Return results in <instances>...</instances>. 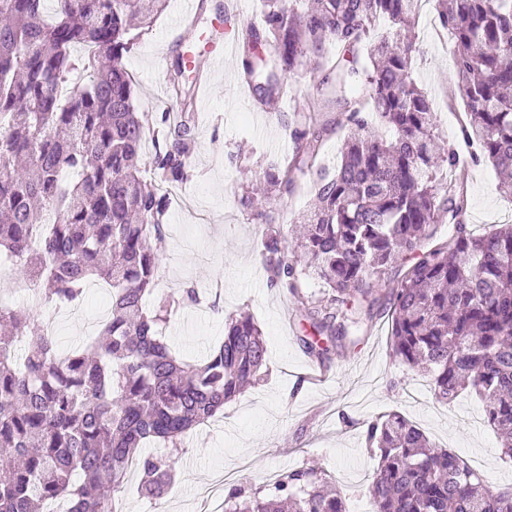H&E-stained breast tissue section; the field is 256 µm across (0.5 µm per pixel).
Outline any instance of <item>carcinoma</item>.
I'll return each instance as SVG.
<instances>
[{"instance_id":"carcinoma-1","label":"carcinoma","mask_w":512,"mask_h":512,"mask_svg":"<svg viewBox=\"0 0 512 512\" xmlns=\"http://www.w3.org/2000/svg\"><path fill=\"white\" fill-rule=\"evenodd\" d=\"M0 0V257L14 260L39 307L79 300L85 286L112 288L109 318L82 349L57 351L52 332L0 306V512H112L132 461L143 494L162 504L174 479L170 456H144L162 440L178 451L195 428L259 380L267 364L261 329L248 315L224 322V341L201 362L176 357L159 335L190 287L151 310L168 192L189 177L192 128L168 123L147 134L122 64L166 0ZM454 40L453 65L475 161L500 176L512 198V0H438ZM416 0H311L287 11L264 0L267 35L242 33L243 81L261 107L284 76L307 64L323 74L308 123L290 129L288 164L268 174L271 191L297 176L315 185L290 250L265 209L263 261L274 284L288 283L313 328L304 344L325 361L321 338L343 342L362 322L357 297L372 294L395 260L414 259L389 292L392 357L429 377L435 399H481L502 453L512 459V225L476 235L457 184L441 188L456 148L439 132L436 101L411 72ZM336 46V57L325 45ZM84 50L88 82L67 87ZM347 112L339 164H321V102ZM392 132L387 139L378 127ZM152 139L153 174L138 165ZM448 240L431 244L438 225ZM326 285L315 301L299 292L298 267ZM378 464L368 488L375 512H512V490L495 491L456 453L393 412L364 424ZM231 488L224 512H346L323 470L280 475L272 489Z\"/></svg>"}]
</instances>
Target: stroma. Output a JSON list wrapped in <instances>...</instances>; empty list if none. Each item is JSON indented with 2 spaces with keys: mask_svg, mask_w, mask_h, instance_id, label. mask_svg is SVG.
<instances>
[{
  "mask_svg": "<svg viewBox=\"0 0 512 512\" xmlns=\"http://www.w3.org/2000/svg\"><path fill=\"white\" fill-rule=\"evenodd\" d=\"M184 7L185 0H167L149 31L122 59L136 83L138 109L153 127L166 110L161 91L168 88L174 61L185 50L186 44L173 40L178 22L186 17ZM436 16L433 0H427L415 23L419 53L414 75L431 88L440 128L456 142L465 105L453 52L432 39ZM243 62L242 51H235L190 115L195 133L190 176L170 199L155 295L179 296L191 286L199 291V303L179 308L162 326L175 353L190 360L203 358L221 342L225 319L246 311L263 333L267 366L255 387L225 405L223 430L206 425L185 439L163 508L140 494V471L134 468L115 496L116 512H213L212 502L200 492L215 469L228 472L224 484L230 487L244 473L261 485L267 473L311 466L332 475L349 512H356L365 498L360 474L377 466L364 444L362 424L389 412L405 416L437 444L478 467L494 489L512 488V460L502 459L482 402L465 393L452 403H440L425 377L392 358L385 291L369 296L371 313L364 316L355 343L330 347L329 385L308 382L317 361L301 339L311 329L288 287H271L263 265L262 233L241 198L263 187L272 166L288 160V123L315 95L321 76L306 70L287 75L288 92L279 107L262 112L242 104L250 93L241 81ZM460 159L467 164L463 184L469 229L485 235L497 225L512 224V200L499 193L493 166L473 162L466 151ZM312 202L313 187L304 176L292 191L265 197L263 206L289 242L299 214ZM97 304L88 292L58 308L54 336L60 350L98 336L101 319L93 314Z\"/></svg>",
  "mask_w": 512,
  "mask_h": 512,
  "instance_id": "obj_1",
  "label": "stroma"
}]
</instances>
